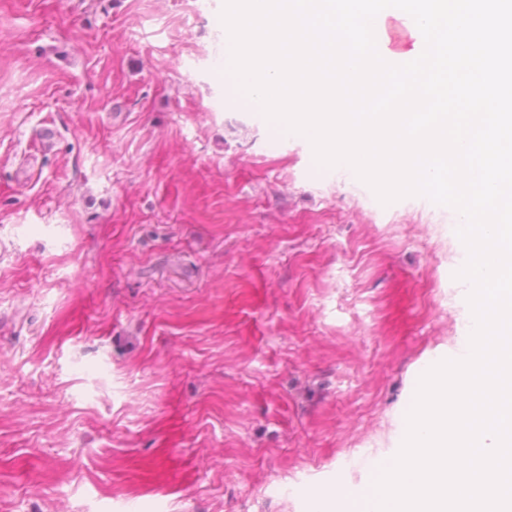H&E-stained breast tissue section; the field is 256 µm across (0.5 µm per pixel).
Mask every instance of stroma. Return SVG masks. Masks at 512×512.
Returning a JSON list of instances; mask_svg holds the SVG:
<instances>
[{"mask_svg":"<svg viewBox=\"0 0 512 512\" xmlns=\"http://www.w3.org/2000/svg\"><path fill=\"white\" fill-rule=\"evenodd\" d=\"M224 0H0V512H311L473 321L452 208L243 104Z\"/></svg>","mask_w":512,"mask_h":512,"instance_id":"1","label":"stroma"}]
</instances>
